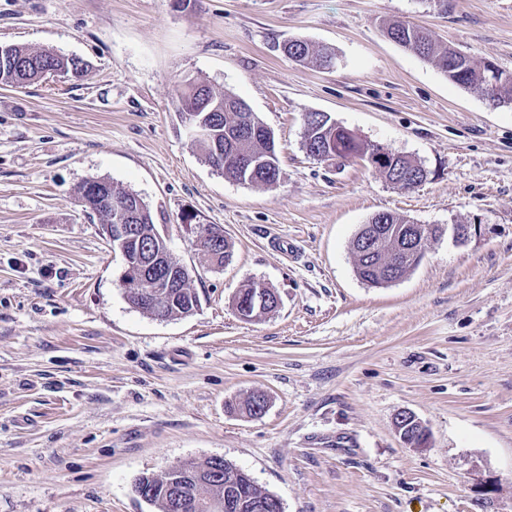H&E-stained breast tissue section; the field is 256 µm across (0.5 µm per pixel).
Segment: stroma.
I'll use <instances>...</instances> for the list:
<instances>
[{
    "label": "stroma",
    "instance_id": "stroma-1",
    "mask_svg": "<svg viewBox=\"0 0 512 512\" xmlns=\"http://www.w3.org/2000/svg\"><path fill=\"white\" fill-rule=\"evenodd\" d=\"M398 20L512 71V0H0V43L90 65L0 86V512H158L136 479L212 456L283 512H512V108L391 41ZM291 38L333 47L334 67L288 58ZM195 78L273 131L276 185L205 160L172 103ZM308 112L425 182L318 161ZM93 177L149 205L194 314L127 301L120 252L78 204ZM382 211L481 231L440 234L371 287L351 242ZM198 224L223 227L228 265H199ZM248 280L280 299L249 322L233 307ZM255 392L265 411H238ZM405 412L427 446L401 438Z\"/></svg>",
    "mask_w": 512,
    "mask_h": 512
}]
</instances>
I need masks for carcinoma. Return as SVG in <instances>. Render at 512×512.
I'll list each match as a JSON object with an SVG mask.
<instances>
[{
    "label": "carcinoma",
    "mask_w": 512,
    "mask_h": 512,
    "mask_svg": "<svg viewBox=\"0 0 512 512\" xmlns=\"http://www.w3.org/2000/svg\"><path fill=\"white\" fill-rule=\"evenodd\" d=\"M393 41L404 48L414 51L421 59L437 67L452 83L480 94L489 105L502 107L512 105V81L497 85H487L481 74L482 64L475 62L469 55L434 40L429 31L417 24L396 22L386 28ZM289 58L298 62H312L326 68L335 59V51L325 46L314 48L305 39L290 40L283 46ZM57 73L63 77L77 75L81 78L88 73L87 63L79 57H66L48 49H31L14 44L0 52V84L13 86L27 85L42 78L43 74ZM204 100L206 105L201 112L210 114L213 123V141L198 144L207 162L215 166L222 161L223 174L241 183L250 185L271 186L280 178V167L276 149L268 146L260 138L251 134L241 135L231 144L233 151L242 156H268L270 160L261 166L245 171L227 159L228 150L224 149L225 131L247 120L255 125L262 121L254 112H245L246 102L231 94L216 93L207 83L193 81L186 87L176 90L173 100L179 113L191 111L197 102ZM329 127L323 134L311 127L308 137L313 142H325L336 157L343 160L365 159L374 154L378 145L362 140L355 132L327 120ZM405 169V173L416 177L423 166L406 157L376 168V171L388 182L395 177V166ZM109 197H124L133 200L137 211L135 223L138 224V235L141 238L138 246H130L135 251L149 243L157 250L162 249L158 240V225L154 223L148 205L136 193L112 183L107 178H94L86 181L80 188L78 202L85 212L99 215L104 223H113L114 215L105 209L103 200ZM385 229L388 234L378 238L371 254L356 255V273L358 277L372 286L380 285L378 261L392 255L394 243L410 235V220L392 212L382 213ZM198 293L191 287L173 288L162 302L159 315L169 319L187 316L189 311L200 307ZM196 470L192 478L200 483L199 494L203 497L233 495L241 503L240 512H255L252 504L272 497V494L261 490L254 479L246 471L224 462L222 468L216 469L209 460L195 463ZM138 484H146L154 489L148 503L158 507L159 512H172L170 493L162 478L153 474H144L138 478Z\"/></svg>",
    "instance_id": "obj_1"
}]
</instances>
